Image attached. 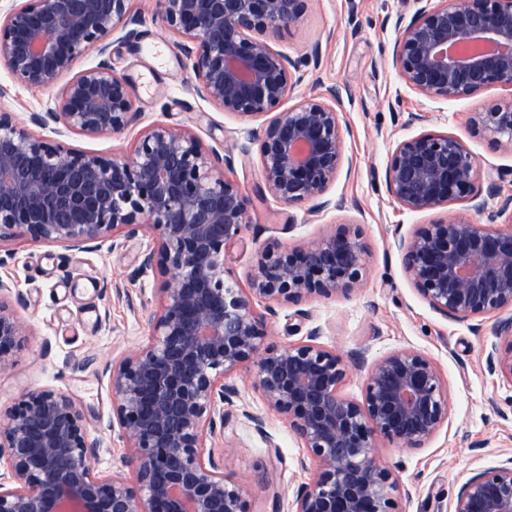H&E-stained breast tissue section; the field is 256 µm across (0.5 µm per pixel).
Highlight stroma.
I'll list each match as a JSON object with an SVG mask.
<instances>
[{"instance_id": "stroma-1", "label": "stroma", "mask_w": 512, "mask_h": 512, "mask_svg": "<svg viewBox=\"0 0 512 512\" xmlns=\"http://www.w3.org/2000/svg\"><path fill=\"white\" fill-rule=\"evenodd\" d=\"M415 9L414 0H310L300 22L283 29L275 44L294 58L313 47L321 49L320 66L307 68L292 101L322 94L329 86L341 90L350 133L343 167L329 194L346 199L342 210L316 213L272 197L262 177L257 138L265 117H241L195 95L193 71L178 37L166 28L158 0H131L132 13L142 19L140 38L112 45V66L130 84L137 122L121 133L98 137L66 130L58 140L86 152L122 155L140 135L162 124L192 130L206 148L231 156L230 178L251 201L250 222L226 251L231 283L244 291L262 246L285 251L318 240L336 225H360L367 245L364 288L311 300L310 317L303 322L288 303L255 299L257 312L272 314L263 344H295L317 326L319 343L342 353L365 346L373 360L400 349L430 357L448 385L447 423L423 447L382 441L375 455L399 480L398 512H448L471 469L512 455V420L499 416L512 410V383L489 372L483 355L486 336L435 312L415 290L391 246L394 233H412L436 219V212L403 210L375 175L383 171L397 142L422 133L462 138L483 168H512L511 151L472 134L466 124L470 113L512 99V86L497 84L452 101L429 99L409 88L391 67L395 33L389 20ZM0 86L9 93L0 106L24 128L30 112L54 97L53 91L18 84L1 65ZM394 102L398 111L425 113V122L409 126L395 119L390 110ZM155 243L147 232L122 248L105 242L94 252L24 238L0 242V253L8 257L0 266V280L9 285L0 293V304L13 306L15 293H22L26 305L17 314L27 326L23 344L0 367V423L29 393L46 388L66 393L101 443L93 466L105 478L124 469L126 453L122 441L106 428L112 417L109 367L113 359L149 341L140 314L145 307L159 308L162 279L155 271L140 270L139 264L142 253ZM255 372L252 364L237 372L241 408L232 411L223 431L209 437L206 445L223 457L225 474L242 486L251 512H268L272 492H280L283 504H291L297 488L310 483L316 472L307 465V450L287 418L271 410L256 388ZM245 409L264 417L265 435H258L242 417Z\"/></svg>"}]
</instances>
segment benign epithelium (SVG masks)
Instances as JSON below:
<instances>
[{
	"label": "benign epithelium",
	"instance_id": "7a95c632",
	"mask_svg": "<svg viewBox=\"0 0 512 512\" xmlns=\"http://www.w3.org/2000/svg\"><path fill=\"white\" fill-rule=\"evenodd\" d=\"M397 15L392 68L430 99L472 97L512 85V0H415ZM167 28L182 39L196 94L225 112L258 117L277 112L293 92L292 73L321 64L319 47L293 59L274 48L299 22L309 0H159ZM129 0H9L0 8V63L26 86L50 89L65 75L53 103L32 112L41 129L86 136L122 132L138 120L127 80L112 68L113 38H139ZM94 51L98 63L72 73ZM304 98L263 129L262 176L290 207L342 209L327 196L345 158L340 91ZM475 134L512 152V100L473 112ZM229 157L206 149L189 129L157 125L125 156L69 148L17 126L0 110V242L22 237L91 251L112 248L148 229L156 247L141 267L162 278L161 307L144 310L150 340L112 363V420L125 443V464L100 477L81 410L67 394H28L0 425V512H250L223 459L206 450L224 429L239 388L231 375L256 363V386L288 417L317 477L300 486L292 512H397L395 474L374 455L385 440L420 448L448 422V388L435 363L412 349L373 363L367 349L346 354L307 340L261 349L268 318L253 298L303 309L310 300L349 295L364 286L367 247L358 224H341L319 240L260 254L250 293L232 288L226 248L248 223L250 200L226 177ZM512 168L483 171L469 147L448 133L397 143L384 169L388 195L410 212L463 203L477 224L445 215L409 235L395 232L412 285L442 316L475 333L492 315L486 363L512 383ZM497 200L488 210V200ZM23 324L0 303V367L24 341ZM353 368L366 371L363 398L347 397ZM451 512H512V456L479 467L461 484Z\"/></svg>",
	"mask_w": 512,
	"mask_h": 512
}]
</instances>
